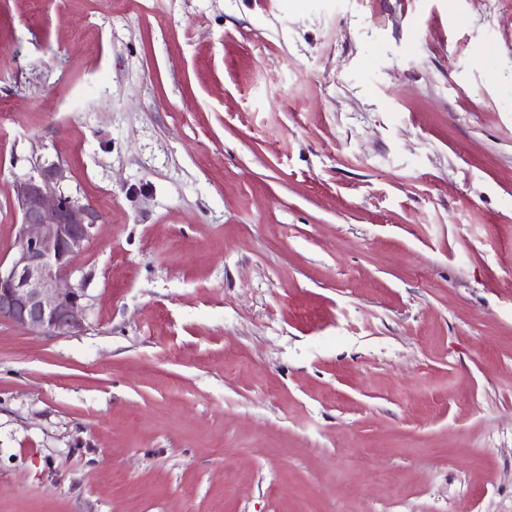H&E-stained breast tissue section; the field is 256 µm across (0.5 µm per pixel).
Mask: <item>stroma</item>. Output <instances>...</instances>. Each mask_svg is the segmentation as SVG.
I'll use <instances>...</instances> for the list:
<instances>
[{
  "instance_id": "35a3bbf8",
  "label": "stroma",
  "mask_w": 512,
  "mask_h": 512,
  "mask_svg": "<svg viewBox=\"0 0 512 512\" xmlns=\"http://www.w3.org/2000/svg\"><path fill=\"white\" fill-rule=\"evenodd\" d=\"M57 164L0 512H512V0H0V259ZM60 165L39 180L16 187L13 210L21 216L14 252L0 260V322L47 336L85 331V288L65 275L95 235L99 215L56 189L65 179Z\"/></svg>"
}]
</instances>
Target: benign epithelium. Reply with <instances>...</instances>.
<instances>
[{"label":"benign epithelium","instance_id":"obj_1","mask_svg":"<svg viewBox=\"0 0 512 512\" xmlns=\"http://www.w3.org/2000/svg\"><path fill=\"white\" fill-rule=\"evenodd\" d=\"M65 169L54 165L40 179L16 187L13 210L21 216L14 252L0 260V322L47 336L85 331V289L65 275L95 235L99 215L56 189Z\"/></svg>","mask_w":512,"mask_h":512}]
</instances>
